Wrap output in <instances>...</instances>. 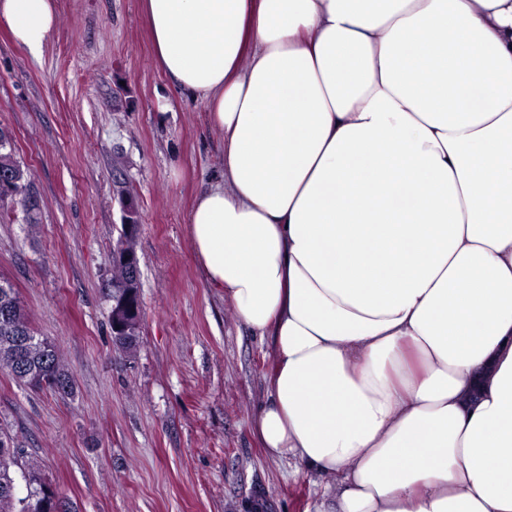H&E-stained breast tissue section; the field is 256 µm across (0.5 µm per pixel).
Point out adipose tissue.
<instances>
[{
	"label": "adipose tissue",
	"mask_w": 512,
	"mask_h": 512,
	"mask_svg": "<svg viewBox=\"0 0 512 512\" xmlns=\"http://www.w3.org/2000/svg\"><path fill=\"white\" fill-rule=\"evenodd\" d=\"M208 107L191 247L273 340L256 430L320 512H512V0H140ZM40 51L53 0H0Z\"/></svg>",
	"instance_id": "obj_1"
}]
</instances>
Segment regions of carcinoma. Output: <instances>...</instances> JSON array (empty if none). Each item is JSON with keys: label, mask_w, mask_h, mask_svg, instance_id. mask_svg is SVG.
Segmentation results:
<instances>
[{"label": "carcinoma", "mask_w": 512, "mask_h": 512, "mask_svg": "<svg viewBox=\"0 0 512 512\" xmlns=\"http://www.w3.org/2000/svg\"><path fill=\"white\" fill-rule=\"evenodd\" d=\"M0 308L7 313L5 321H0V370L30 388H36L33 380L39 378L52 392L72 394L74 380L63 363L60 347L38 335L16 288L2 277ZM17 448H24L23 441L0 425V512H56L53 497L59 495L58 490L35 461L16 455Z\"/></svg>", "instance_id": "carcinoma-1"}]
</instances>
